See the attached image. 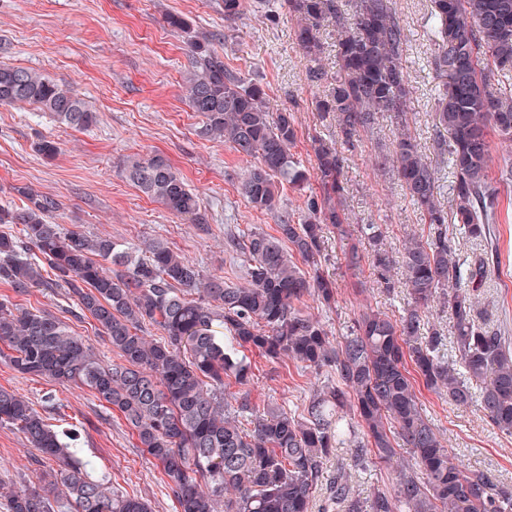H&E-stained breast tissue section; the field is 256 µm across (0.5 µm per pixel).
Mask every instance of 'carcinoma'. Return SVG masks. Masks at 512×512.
<instances>
[{"instance_id":"carcinoma-1","label":"carcinoma","mask_w":512,"mask_h":512,"mask_svg":"<svg viewBox=\"0 0 512 512\" xmlns=\"http://www.w3.org/2000/svg\"><path fill=\"white\" fill-rule=\"evenodd\" d=\"M285 3L309 81L329 85L315 108L335 122L337 138L352 145L377 114H391L393 150L374 157L372 166L397 174L428 221L426 234L407 235L398 260L384 244L382 225L363 224L352 235L340 151L317 139L316 166L304 167L291 153L293 114L272 107L261 86L224 65L208 36L191 34L173 14L169 26L189 35L185 89L202 116L199 134L250 160L242 195L255 210L278 215L276 233L226 234V249L247 265L244 281L229 284L204 276L159 238L131 246L68 231L55 221L58 199L22 189L21 205L0 206V224H21L24 231L22 239L0 233V281L18 294L44 284L76 297L80 314L95 319L116 359L103 362L58 317L8 300L0 301V358L22 375L83 385L119 412L138 447L158 462L178 512H311L325 460L345 446L354 450L357 467L397 463L394 490L378 488L364 500L341 466L326 486L322 512H512V485L457 461L415 388L419 380L457 405L475 402L492 426L512 435V347L499 329L480 321L484 262L465 270L458 265L437 198V171L411 134L403 27L389 0ZM222 5L224 21L232 23L246 0ZM431 16L438 32L433 64L442 80L435 149L448 156L454 220L478 240L493 220L491 133L512 140V88L488 78L493 70L512 71V0H433ZM326 24L336 28L334 77L321 64ZM21 104L75 130L97 122L72 86L1 63L0 107ZM125 173L171 213L204 223L197 194L164 157H134ZM313 173L320 192L307 198L304 212L278 213L280 187L302 190ZM327 226L355 239L348 262L367 265L374 285L388 294L407 289L410 302L397 319L368 309L335 342L319 315L304 310L307 295L323 307L336 301V282L323 274ZM45 265L54 275L48 283ZM435 306L451 312L450 342L434 326L423 331V314ZM151 328L161 331V340L148 337ZM249 352L270 362L286 359L316 379L325 372L334 378L313 386L300 418L262 409L244 391ZM241 414L252 417V428L241 427ZM0 424L14 427L56 465L47 486L6 489L5 512H153L142 499L113 494L109 479L93 476L74 456L68 435L4 387Z\"/></svg>"}]
</instances>
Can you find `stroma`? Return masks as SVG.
<instances>
[{"label": "stroma", "mask_w": 512, "mask_h": 512, "mask_svg": "<svg viewBox=\"0 0 512 512\" xmlns=\"http://www.w3.org/2000/svg\"><path fill=\"white\" fill-rule=\"evenodd\" d=\"M284 0H252L235 25H226L222 0H0V61L34 68L72 84L97 114L91 128L76 131L60 125L36 107L0 108V205L20 201L19 188L31 187L54 196L62 207L56 216L65 229L110 236L132 244L159 238L202 268L205 274L239 283L246 276L241 258L224 249V234H246L260 228L273 232L275 215L252 209L239 190L247 167L228 144L197 134L200 117L192 111L183 88L189 67L187 34L170 27L169 15L185 18L191 31L212 38V48L247 82L261 85L273 104L288 106L295 117L297 139L292 152L312 166L313 138L336 142L332 120L322 119L315 100L325 88L307 80V63L295 44V23ZM404 27V64L409 72L410 130L422 153L440 170L438 200L448 205L452 178L448 161L434 153L435 109L441 81L432 64L437 29L432 0H391ZM190 31V32H191ZM393 127L387 114L352 147H342L346 206L350 224H379L390 251L401 249L407 234L426 230L420 211L405 197L393 172L373 170L371 156L392 149ZM57 143L50 159L37 151L41 140ZM490 177L498 190L490 234L471 240L460 225L448 227L456 256L466 265L483 259L488 280L482 306L489 320L512 342V142L492 135ZM159 154L169 160L199 197L206 224H192L136 189L123 173L134 155ZM325 273L335 278L334 305L319 314L333 337L347 334L362 310L399 315L407 304L405 289L394 295L373 285L369 268L355 271L345 263L346 245L326 232ZM58 316L77 335L88 339L104 362L113 353L92 319H75L76 302L38 287L15 294L0 282V300ZM252 378L247 387L253 403L299 412L314 384L295 364L271 363L250 355ZM0 386L28 398L34 408L60 429L78 428L75 450L89 461L93 476H107L114 493L150 500L154 512H176L156 461L136 446L125 420L106 409L84 387L61 386L23 375L0 360ZM54 403H46V395ZM425 415L443 444L463 464L488 471L512 485V435L493 428L476 404L459 406L447 395L418 387ZM35 449L16 429L0 425V487L37 481ZM351 451L334 449L325 476L350 467L351 486L360 497L374 488H393V469L351 468Z\"/></svg>", "instance_id": "stroma-1"}]
</instances>
